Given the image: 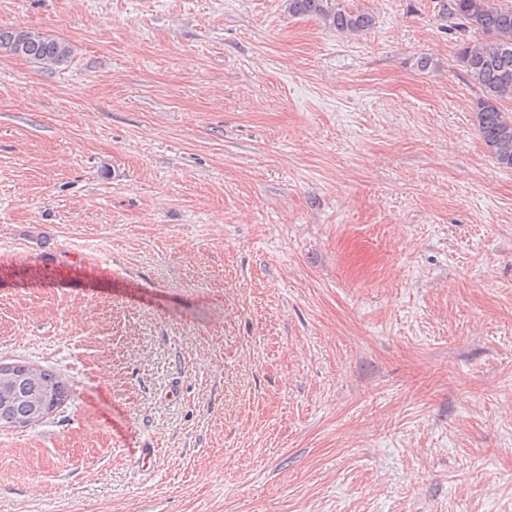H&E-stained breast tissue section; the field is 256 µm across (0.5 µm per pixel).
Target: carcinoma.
Wrapping results in <instances>:
<instances>
[{
  "label": "carcinoma",
  "mask_w": 512,
  "mask_h": 512,
  "mask_svg": "<svg viewBox=\"0 0 512 512\" xmlns=\"http://www.w3.org/2000/svg\"><path fill=\"white\" fill-rule=\"evenodd\" d=\"M288 12L320 19L345 35L370 30L374 17L346 9L336 0H286ZM443 10L456 27L484 37L479 45L464 47L458 60L480 92L474 106L479 135L494 160L512 168V5L502 0H447ZM0 51L26 58L55 70L70 62L72 45L27 27L0 29ZM67 384L53 371L17 362L0 364V428L25 429L44 421L69 398Z\"/></svg>",
  "instance_id": "1"
}]
</instances>
